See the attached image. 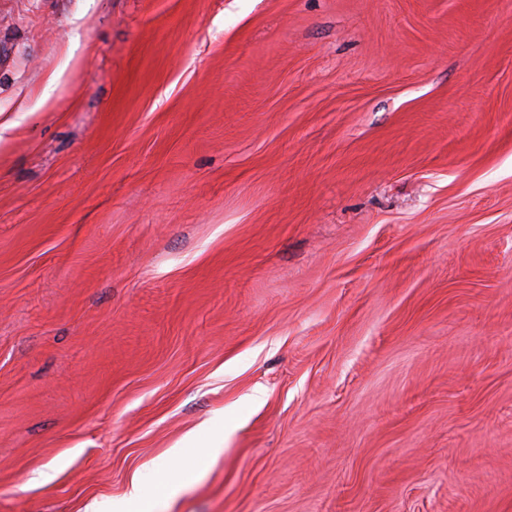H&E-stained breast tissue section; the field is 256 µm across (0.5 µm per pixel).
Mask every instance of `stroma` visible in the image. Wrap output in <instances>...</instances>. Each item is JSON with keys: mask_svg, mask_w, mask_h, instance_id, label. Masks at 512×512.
<instances>
[{"mask_svg": "<svg viewBox=\"0 0 512 512\" xmlns=\"http://www.w3.org/2000/svg\"><path fill=\"white\" fill-rule=\"evenodd\" d=\"M135 478L512 512V0H0V512Z\"/></svg>", "mask_w": 512, "mask_h": 512, "instance_id": "1", "label": "stroma"}]
</instances>
